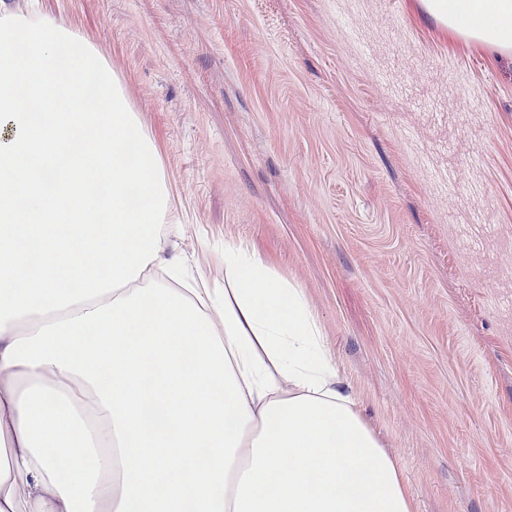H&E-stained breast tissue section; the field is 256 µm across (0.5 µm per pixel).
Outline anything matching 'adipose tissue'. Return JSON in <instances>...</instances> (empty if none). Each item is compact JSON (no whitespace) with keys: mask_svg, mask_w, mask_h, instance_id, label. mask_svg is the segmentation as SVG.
<instances>
[{"mask_svg":"<svg viewBox=\"0 0 512 512\" xmlns=\"http://www.w3.org/2000/svg\"><path fill=\"white\" fill-rule=\"evenodd\" d=\"M512 52V0H420ZM157 143L105 59L0 15V512H414L303 290L224 243L190 281Z\"/></svg>","mask_w":512,"mask_h":512,"instance_id":"adipose-tissue-1","label":"adipose tissue"}]
</instances>
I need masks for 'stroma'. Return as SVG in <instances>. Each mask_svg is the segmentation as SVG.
Returning a JSON list of instances; mask_svg holds the SVG:
<instances>
[{
  "label": "stroma",
  "instance_id": "1",
  "mask_svg": "<svg viewBox=\"0 0 512 512\" xmlns=\"http://www.w3.org/2000/svg\"><path fill=\"white\" fill-rule=\"evenodd\" d=\"M78 30L155 138L176 251L305 292L415 512H512V54L418 0H0ZM457 168L460 186L436 184Z\"/></svg>",
  "mask_w": 512,
  "mask_h": 512
}]
</instances>
